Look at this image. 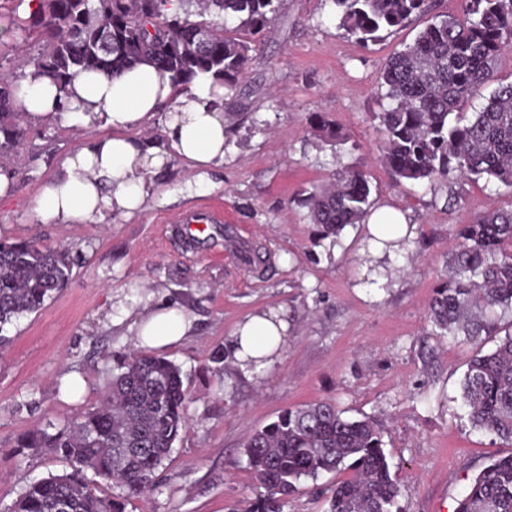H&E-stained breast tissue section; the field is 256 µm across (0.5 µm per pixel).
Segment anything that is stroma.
I'll return each instance as SVG.
<instances>
[{
  "instance_id": "stroma-1",
  "label": "stroma",
  "mask_w": 512,
  "mask_h": 512,
  "mask_svg": "<svg viewBox=\"0 0 512 512\" xmlns=\"http://www.w3.org/2000/svg\"><path fill=\"white\" fill-rule=\"evenodd\" d=\"M464 0H432L430 14L361 44L339 23L331 0H281L271 35L255 45L244 79L224 95L234 131L224 164L196 181L171 158L144 209L107 224L41 219L44 185L90 138L60 115L27 122L15 153L0 154L12 181L0 199V238L69 253L68 283L38 312L9 326L0 349V512L30 482L65 473L51 449L15 454L23 434L64 427L98 404L117 358L136 350L113 325L117 296L154 295L195 318L191 336L164 348L182 370L189 425L145 498L126 512H246L255 479L248 438L286 408L332 400L346 417H377L392 476L408 512H456L471 480L506 443L473 430L460 407L473 347L432 335L427 309L447 274L457 225L493 207H512V191L455 175L425 186L397 184L381 161L380 74L438 15L463 16ZM23 0H0V68L16 67L14 17ZM322 115L345 139L329 146L312 130ZM363 170L377 203L403 210L418 227L397 261L395 285L366 288L355 255L361 225L331 240L312 224L305 198L340 169ZM223 207L228 226L245 228L258 250L249 267L225 260L224 234L189 240L175 216ZM284 308L291 324L281 359L264 375L228 373L220 359L237 322ZM72 374L82 392L63 389ZM343 473L303 480L283 512H326Z\"/></svg>"
}]
</instances>
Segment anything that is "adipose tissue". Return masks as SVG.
<instances>
[{
    "mask_svg": "<svg viewBox=\"0 0 512 512\" xmlns=\"http://www.w3.org/2000/svg\"><path fill=\"white\" fill-rule=\"evenodd\" d=\"M16 103L30 119L48 121L63 113L99 132L44 186L39 212L46 220L103 224L115 214L129 217L142 209L152 176L171 157L200 171L224 161L230 130L224 116V87L208 75L185 89L174 86L149 63L118 75L82 72L63 89L48 76H31L21 83ZM159 113L164 116V142L135 137V129ZM366 229L365 256L373 265L366 285L391 287L383 263L406 254L416 227L402 210L382 206L367 217ZM116 320L138 344L150 347L178 343L194 327L185 309L162 300L121 308ZM289 330L284 311H255L232 331L224 349L227 363L248 375L271 368L288 344Z\"/></svg>",
    "mask_w": 512,
    "mask_h": 512,
    "instance_id": "obj_1",
    "label": "adipose tissue"
}]
</instances>
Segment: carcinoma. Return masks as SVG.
Here are the masks:
<instances>
[{"label": "carcinoma", "instance_id": "cac0c4a2", "mask_svg": "<svg viewBox=\"0 0 512 512\" xmlns=\"http://www.w3.org/2000/svg\"><path fill=\"white\" fill-rule=\"evenodd\" d=\"M13 19L21 44L36 34L41 52L27 59L32 74L66 86L82 71H112L149 62L172 84L187 87L201 74L235 88L245 74L252 41L274 22L275 0H38ZM359 41L400 27L430 8L429 0H330ZM230 20L238 21L232 29ZM512 44V0H467L464 19L442 15L393 55L382 73L389 107L377 114L382 161L393 180L421 185L448 175L487 177L512 189V81L498 60ZM23 75L0 78V153L17 148L25 128L15 95ZM496 87L478 111L465 112L473 92ZM314 129L327 142L342 132L323 116ZM325 236L361 224L375 208L364 171H339L305 199ZM448 280L434 289L429 319L434 336H464L478 350L461 383L472 428L512 445V208L492 209L455 229ZM66 253L0 239V346L5 326L40 310L69 280ZM494 348L483 351L487 340ZM189 396L182 371L164 356L129 354L112 373L103 400L54 432L23 435L16 448H49L69 466L29 483L7 512H126V502L154 486L187 424ZM257 481L249 512H282L302 478L349 472L336 484L326 512H406L390 473L383 426L371 417L348 419L336 402L287 408L244 445ZM95 479H90L88 474ZM110 482L122 492L104 495ZM456 512H512V454L490 460L465 490Z\"/></svg>", "mask_w": 512, "mask_h": 512}]
</instances>
